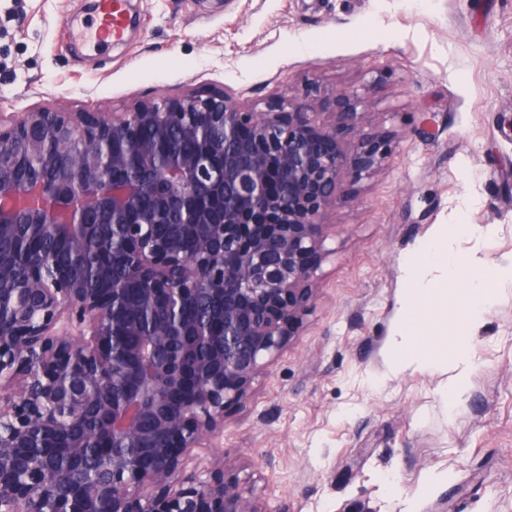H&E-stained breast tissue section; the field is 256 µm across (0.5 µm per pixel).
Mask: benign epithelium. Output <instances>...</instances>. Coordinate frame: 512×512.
Here are the masks:
<instances>
[{
  "label": "benign epithelium",
  "mask_w": 512,
  "mask_h": 512,
  "mask_svg": "<svg viewBox=\"0 0 512 512\" xmlns=\"http://www.w3.org/2000/svg\"><path fill=\"white\" fill-rule=\"evenodd\" d=\"M357 104L0 115V512H263L190 463L302 325L324 213L389 156Z\"/></svg>",
  "instance_id": "obj_1"
}]
</instances>
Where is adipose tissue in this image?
I'll list each match as a JSON object with an SVG mask.
<instances>
[{
    "instance_id": "1",
    "label": "adipose tissue",
    "mask_w": 512,
    "mask_h": 512,
    "mask_svg": "<svg viewBox=\"0 0 512 512\" xmlns=\"http://www.w3.org/2000/svg\"><path fill=\"white\" fill-rule=\"evenodd\" d=\"M448 242V231L442 226L430 242L421 245L416 261L406 271L411 286L401 301V307L407 311L422 305L447 303L448 281L465 278L467 287L457 303V357L464 361L468 358L470 335L492 307L495 294L473 274L480 265L479 260L453 256Z\"/></svg>"
}]
</instances>
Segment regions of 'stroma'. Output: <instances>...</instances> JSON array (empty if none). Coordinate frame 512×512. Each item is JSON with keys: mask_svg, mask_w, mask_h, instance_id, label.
Instances as JSON below:
<instances>
[{"mask_svg": "<svg viewBox=\"0 0 512 512\" xmlns=\"http://www.w3.org/2000/svg\"><path fill=\"white\" fill-rule=\"evenodd\" d=\"M122 42L75 41L87 0H0V114L123 112L225 91L258 112L356 94L385 167L324 217L303 324L228 405L223 454L264 512H512V289L470 338L458 404L443 371L388 373L405 265L438 224L485 270L512 267V0H129ZM452 361L453 323L416 312Z\"/></svg>", "mask_w": 512, "mask_h": 512, "instance_id": "obj_1", "label": "stroma"}]
</instances>
